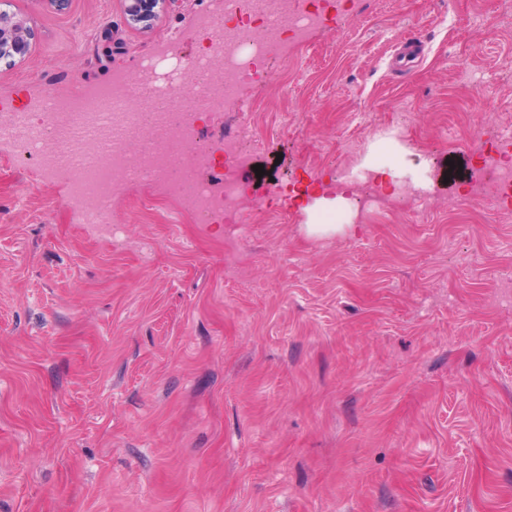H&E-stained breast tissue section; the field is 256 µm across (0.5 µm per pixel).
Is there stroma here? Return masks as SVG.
Masks as SVG:
<instances>
[{"instance_id":"1","label":"stroma","mask_w":512,"mask_h":512,"mask_svg":"<svg viewBox=\"0 0 512 512\" xmlns=\"http://www.w3.org/2000/svg\"><path fill=\"white\" fill-rule=\"evenodd\" d=\"M498 0H354L286 44L238 125L253 221L181 215L162 186L118 192L121 235L82 221L61 176L0 140V512H512V209L460 210L512 127V13ZM224 0H172L148 29L121 0H9L32 30L0 60V113L198 52ZM415 36L420 62L392 71ZM400 133L433 199L314 240L348 145ZM458 161L462 170L451 169ZM263 165L256 176L254 165Z\"/></svg>"}]
</instances>
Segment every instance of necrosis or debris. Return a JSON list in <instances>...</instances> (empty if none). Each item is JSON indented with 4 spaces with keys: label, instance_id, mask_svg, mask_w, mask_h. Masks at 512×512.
I'll return each instance as SVG.
<instances>
[{
    "label": "necrosis or debris",
    "instance_id": "necrosis-or-debris-1",
    "mask_svg": "<svg viewBox=\"0 0 512 512\" xmlns=\"http://www.w3.org/2000/svg\"><path fill=\"white\" fill-rule=\"evenodd\" d=\"M346 3L224 0L207 46L191 63L158 55L141 59L139 101L113 85L71 107L50 95L44 123H32L24 112H1L0 129H13L19 152L35 156L45 175H65L72 198L85 204V223L110 234L121 231L120 219L112 215L117 191L137 182L174 186L183 212L195 218L219 212L225 223H245L243 189L232 175H225L219 195L198 178L191 152L194 123L220 103L238 101L244 86L266 77L278 43L307 46L327 22L328 8L342 12ZM484 156L489 174L466 186L461 205L497 208L512 198V158H506L503 144L492 145ZM336 180L354 200L352 219L358 224L398 203L419 215L427 200L422 188L405 192L397 181L383 185L375 169L352 161L337 169Z\"/></svg>",
    "mask_w": 512,
    "mask_h": 512
}]
</instances>
